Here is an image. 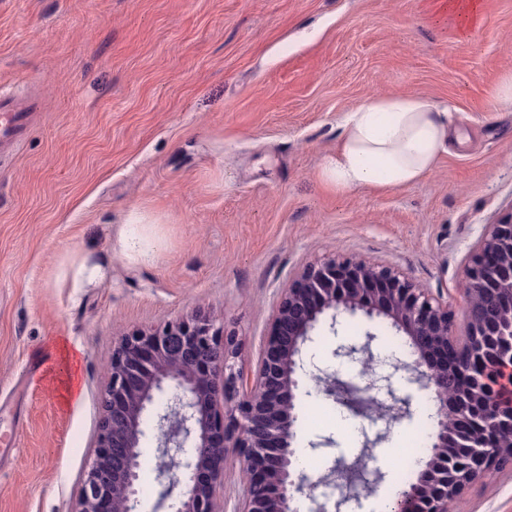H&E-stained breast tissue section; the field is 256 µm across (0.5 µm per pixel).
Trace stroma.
Listing matches in <instances>:
<instances>
[{
	"label": "stroma",
	"mask_w": 512,
	"mask_h": 512,
	"mask_svg": "<svg viewBox=\"0 0 512 512\" xmlns=\"http://www.w3.org/2000/svg\"><path fill=\"white\" fill-rule=\"evenodd\" d=\"M446 2L0 0V92L38 105L0 149V512H76L125 334L201 313L256 374L282 290L328 256L400 270L464 335V270L512 213V109H492L512 76V0H482L464 34ZM373 95L449 105V151L409 186L334 189L321 163ZM133 210L158 239L144 261L120 246ZM70 258L101 279L73 287ZM368 331L372 376L333 355ZM392 333L344 319L303 355L296 452L384 472L362 512L400 485L390 454L414 426L385 428L363 407L369 387L388 374L397 395L423 397L391 371ZM450 510L512 512V463Z\"/></svg>",
	"instance_id": "35a3bbf8"
}]
</instances>
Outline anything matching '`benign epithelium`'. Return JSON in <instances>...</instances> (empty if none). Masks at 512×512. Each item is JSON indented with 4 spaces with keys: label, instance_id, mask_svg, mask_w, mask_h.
<instances>
[{
    "label": "benign epithelium",
    "instance_id": "benign-epithelium-1",
    "mask_svg": "<svg viewBox=\"0 0 512 512\" xmlns=\"http://www.w3.org/2000/svg\"><path fill=\"white\" fill-rule=\"evenodd\" d=\"M465 292L467 308L480 312V320L461 343L448 304L401 272L352 257L309 265L284 289L254 385L245 391L235 336L213 329L206 317L126 336L112 358L98 449L76 512H138L143 424L151 412L155 470L166 483L154 512L173 508L166 501L181 484L177 512H215L231 451L244 461L237 512H294L309 485L294 448L303 350L323 323L333 330L342 315L385 320L406 336L409 356L396 360L394 372L408 373L437 406L431 450L416 480L400 485L392 512H448L468 485L512 456L495 442L502 434L512 437V401H500L492 381L494 367L512 363V215L481 238L465 272ZM373 340L367 331L339 344L333 355L366 370L375 362ZM379 381L389 400L372 402L388 430L413 417L412 399L395 396L391 377ZM342 470L339 464L316 481L338 493L309 490L310 512H345L360 498L341 481Z\"/></svg>",
    "mask_w": 512,
    "mask_h": 512
}]
</instances>
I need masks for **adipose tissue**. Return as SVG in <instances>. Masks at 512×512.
I'll use <instances>...</instances> for the list:
<instances>
[{
  "label": "adipose tissue",
  "instance_id": "ef3b65f1",
  "mask_svg": "<svg viewBox=\"0 0 512 512\" xmlns=\"http://www.w3.org/2000/svg\"><path fill=\"white\" fill-rule=\"evenodd\" d=\"M451 111L418 97L374 96L346 112L343 135L321 176L339 190L419 181L447 153Z\"/></svg>",
  "mask_w": 512,
  "mask_h": 512
}]
</instances>
